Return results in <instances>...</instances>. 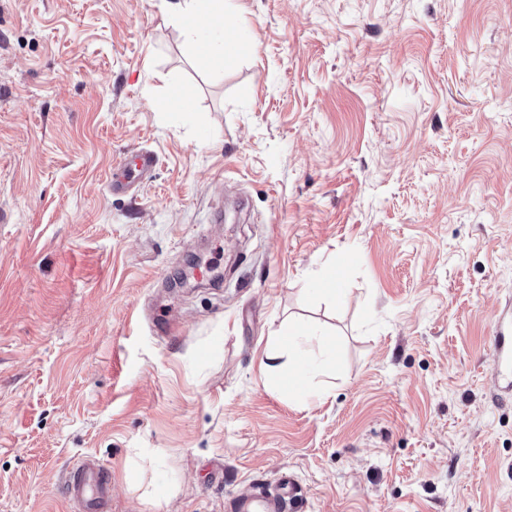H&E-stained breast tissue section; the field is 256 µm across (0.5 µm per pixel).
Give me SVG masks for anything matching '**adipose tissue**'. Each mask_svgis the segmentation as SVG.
<instances>
[{"label": "adipose tissue", "instance_id": "adipose-tissue-1", "mask_svg": "<svg viewBox=\"0 0 512 512\" xmlns=\"http://www.w3.org/2000/svg\"><path fill=\"white\" fill-rule=\"evenodd\" d=\"M224 0H181L174 21L183 27L194 46V60L204 69L228 61V48L237 38V30L224 21ZM321 345L320 355L308 348L311 340ZM336 341L331 337L315 338L313 332L295 329L282 336L278 349L267 351L264 368L281 376L296 394L308 391V377L320 371L334 358Z\"/></svg>", "mask_w": 512, "mask_h": 512}]
</instances>
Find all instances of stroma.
<instances>
[{"label": "stroma", "instance_id": "35a3bbf8", "mask_svg": "<svg viewBox=\"0 0 512 512\" xmlns=\"http://www.w3.org/2000/svg\"><path fill=\"white\" fill-rule=\"evenodd\" d=\"M238 3L206 70L169 0H0V512H76L85 457L110 512L286 469L297 512H512V0ZM307 325L293 398L261 360ZM157 165V156L151 150H141L120 160L108 175L112 195L125 194L136 183L149 179ZM116 171L115 173L113 171ZM491 342L495 356L492 386L496 391L512 393V313L502 314L495 321ZM65 495L79 512H107L111 496L107 467L94 458L82 460L70 471Z\"/></svg>", "mask_w": 512, "mask_h": 512}]
</instances>
